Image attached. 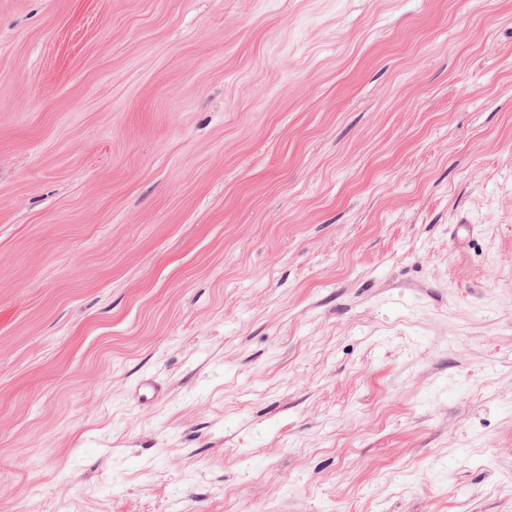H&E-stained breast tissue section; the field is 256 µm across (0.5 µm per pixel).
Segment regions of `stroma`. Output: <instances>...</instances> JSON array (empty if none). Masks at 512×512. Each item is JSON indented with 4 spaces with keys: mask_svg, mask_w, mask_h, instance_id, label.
Returning a JSON list of instances; mask_svg holds the SVG:
<instances>
[{
    "mask_svg": "<svg viewBox=\"0 0 512 512\" xmlns=\"http://www.w3.org/2000/svg\"><path fill=\"white\" fill-rule=\"evenodd\" d=\"M512 512V0H0V512Z\"/></svg>",
    "mask_w": 512,
    "mask_h": 512,
    "instance_id": "35a3bbf8",
    "label": "stroma"
}]
</instances>
